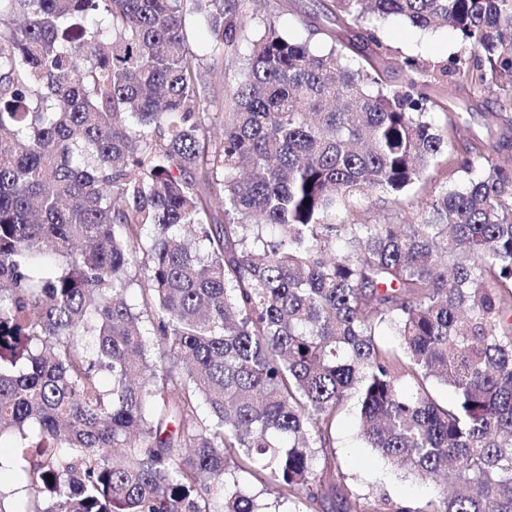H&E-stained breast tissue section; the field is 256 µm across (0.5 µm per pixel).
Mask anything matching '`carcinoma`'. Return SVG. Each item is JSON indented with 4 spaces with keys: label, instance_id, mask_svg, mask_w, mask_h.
Returning a JSON list of instances; mask_svg holds the SVG:
<instances>
[{
    "label": "carcinoma",
    "instance_id": "obj_1",
    "mask_svg": "<svg viewBox=\"0 0 512 512\" xmlns=\"http://www.w3.org/2000/svg\"><path fill=\"white\" fill-rule=\"evenodd\" d=\"M335 7L461 51L390 84L375 30L317 53L320 17L269 18L218 101L185 15L222 59L245 0H0V474L27 492L0 478V512H261L236 472L306 512L345 481L316 449L352 397L361 444L442 490L348 512H512V0ZM443 92L495 99L494 138L435 126ZM444 153L488 169L413 224L358 222Z\"/></svg>",
    "mask_w": 512,
    "mask_h": 512
}]
</instances>
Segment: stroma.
<instances>
[{
	"instance_id": "35a3bbf8",
	"label": "stroma",
	"mask_w": 512,
	"mask_h": 512,
	"mask_svg": "<svg viewBox=\"0 0 512 512\" xmlns=\"http://www.w3.org/2000/svg\"><path fill=\"white\" fill-rule=\"evenodd\" d=\"M332 0H262L257 10L249 12L245 24L237 37L236 54L219 60L206 55L209 41L207 30L197 25L194 19H187V35L191 48L202 54L204 83L208 95L229 98L235 86V76L240 67V58L245 55L252 41L263 32L267 17H274L280 29L293 37L305 36L303 26L308 16H323L324 32L315 39V49L321 50L345 40L349 30L343 21L326 16L327 5ZM367 26L376 29L388 57L418 56L431 62H444L457 55L461 44L454 31L447 27L420 29L406 20L390 16L380 19L368 17ZM425 191L411 190L393 200L388 196H374L365 205L364 221L373 223L389 219L395 224L414 221L424 206ZM356 406L348 404L336 427L335 443L331 451L318 453L319 464L336 466L346 477L339 496L325 502L319 512H342L341 496L355 491L361 494L369 490L384 493L396 502L417 507L435 494L433 484L393 471L372 449L362 447L357 439Z\"/></svg>"
}]
</instances>
